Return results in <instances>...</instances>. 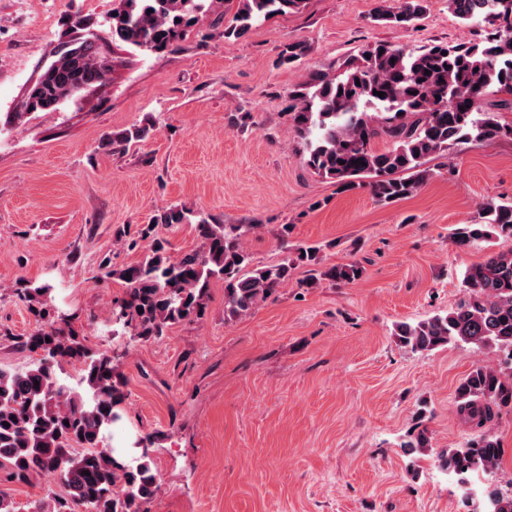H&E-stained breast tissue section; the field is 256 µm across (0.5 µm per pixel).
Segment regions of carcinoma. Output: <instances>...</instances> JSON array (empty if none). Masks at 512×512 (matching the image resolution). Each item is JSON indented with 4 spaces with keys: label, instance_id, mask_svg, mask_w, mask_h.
<instances>
[{
    "label": "carcinoma",
    "instance_id": "cac0c4a2",
    "mask_svg": "<svg viewBox=\"0 0 512 512\" xmlns=\"http://www.w3.org/2000/svg\"><path fill=\"white\" fill-rule=\"evenodd\" d=\"M307 0H224L226 39L245 37L261 20L296 12ZM448 11L481 29L469 43H436L405 48L374 43L336 63L313 71L288 92L290 118L307 165L345 191L369 189L382 204L415 194L429 176V159L468 141L512 139V124L487 108L497 94L512 96V0H447ZM429 0H376L370 19L378 25L408 28L421 21ZM208 0H119L112 14L96 23L72 19L76 29L105 27L112 43L143 53L174 51L201 15ZM304 42L288 44L282 62L307 55ZM110 65L90 36L66 42L56 59L29 89L26 107L53 111L80 86L102 84ZM384 93V97L373 91ZM153 125L133 126L108 139L115 150L150 137ZM388 143L384 149L373 143ZM193 224L201 247L169 258L159 229ZM257 224H222L214 216L178 206L162 209L134 238L131 250H144L138 264L100 267L102 276L125 283V296L112 315L130 330V340H159L172 327L202 319L213 280L224 282V319L231 320L266 301L297 265H315L319 245H296L275 265L254 266L242 240ZM512 237V203L488 201L479 220L456 229L460 247L484 245L482 261L469 266L462 295L444 314L395 326L400 344L415 352L463 342L504 354L496 366H478L457 388V412L471 426L485 427L512 408V250L493 249L494 238ZM150 242L143 249V242ZM355 264L315 269L306 281L350 283L360 277ZM54 286L22 282L18 297L42 324L27 336H11L30 352H46L21 368L0 367V485L29 484L42 475L65 488L31 504L29 512H150L160 484L148 448L131 458L114 453L107 433L122 419L123 381L112 357L88 347L65 316L53 309ZM80 366L79 388L62 377L64 367ZM9 426H4V423ZM402 447L410 456L430 448L427 429H414ZM502 460L497 437L479 433L465 444L443 448L438 467L465 479L485 476L482 496L488 512H512V489L495 479Z\"/></svg>",
    "mask_w": 512,
    "mask_h": 512
}]
</instances>
